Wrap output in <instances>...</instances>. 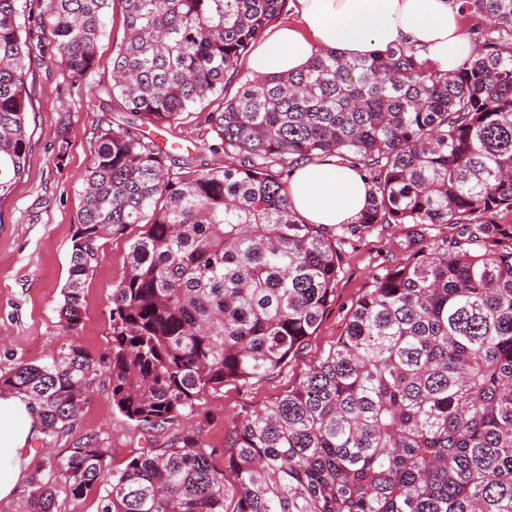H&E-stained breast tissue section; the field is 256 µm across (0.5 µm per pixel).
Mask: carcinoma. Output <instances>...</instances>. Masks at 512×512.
Wrapping results in <instances>:
<instances>
[{"label": "carcinoma", "mask_w": 512, "mask_h": 512, "mask_svg": "<svg viewBox=\"0 0 512 512\" xmlns=\"http://www.w3.org/2000/svg\"><path fill=\"white\" fill-rule=\"evenodd\" d=\"M21 0H0V196L28 140ZM56 54L77 82L100 63L108 0H45ZM286 0H122L125 37L102 93L141 124L205 121L222 170L184 166L151 140L103 128L71 237L60 322L83 321L106 240L129 228L110 340L20 362L0 387L30 397L41 433L80 418L96 380L154 429L224 382L280 367L334 296L339 248L376 224L408 229L405 257L356 302L344 334L286 393L243 416L232 490L201 433L116 472L96 442L32 477L99 490L97 512H512V0H458L473 56L451 78L401 45L257 81L238 63ZM238 81L234 95L226 85ZM335 156L360 173L366 208L333 234L295 212L287 169ZM447 224L452 233L429 229Z\"/></svg>", "instance_id": "1"}]
</instances>
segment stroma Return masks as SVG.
<instances>
[{
  "label": "stroma",
  "mask_w": 512,
  "mask_h": 512,
  "mask_svg": "<svg viewBox=\"0 0 512 512\" xmlns=\"http://www.w3.org/2000/svg\"><path fill=\"white\" fill-rule=\"evenodd\" d=\"M105 32L98 44L101 62L79 83L71 82L56 55L45 15V0H24L20 22L32 46L26 60L28 155L23 175L0 197V373L17 363L39 364L63 344L76 343L99 354L110 336L112 287L123 277L126 240L104 244L105 257L85 288V317L72 334L58 317L60 291L68 276L73 226L83 205L84 175L99 129L123 126L125 113L97 95L112 83V52L125 35L121 0H110ZM144 139H161L173 159L199 168H221L228 159L211 151L215 135L203 119L158 130L140 125ZM403 230L378 224L342 247L334 298L309 339L274 372L246 382L228 381L208 391L171 424L147 430L113 408L107 378H99L80 419L63 436L36 439L27 453L15 498L0 500V512H25L36 469L62 459L88 439L107 448L110 469L120 470L144 448H167L177 438L201 432L213 465L226 485L237 477L227 447L245 414L282 395L302 380L309 367L341 336L350 310L372 284L374 273L403 256Z\"/></svg>",
  "instance_id": "stroma-1"
}]
</instances>
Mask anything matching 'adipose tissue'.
I'll return each instance as SVG.
<instances>
[{"mask_svg":"<svg viewBox=\"0 0 512 512\" xmlns=\"http://www.w3.org/2000/svg\"><path fill=\"white\" fill-rule=\"evenodd\" d=\"M297 24L275 29L248 60L261 80L304 69L313 50L343 59L407 45L440 73L455 74L474 52L454 0H296ZM295 211L310 224H348L366 203L359 173L330 157L296 166L290 183ZM28 398L0 391V499L12 496L38 435Z\"/></svg>","mask_w":512,"mask_h":512,"instance_id":"ef3b65f1","label":"adipose tissue"}]
</instances>
